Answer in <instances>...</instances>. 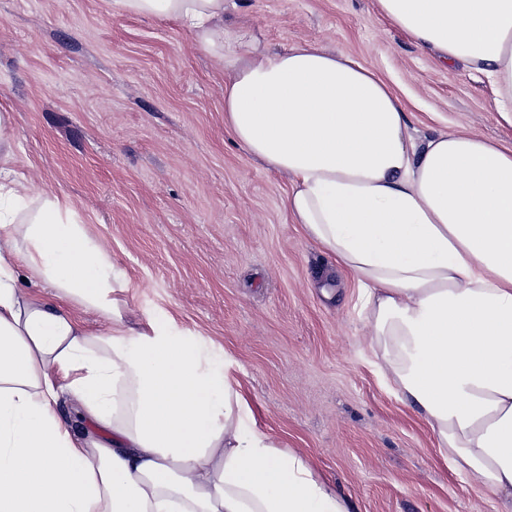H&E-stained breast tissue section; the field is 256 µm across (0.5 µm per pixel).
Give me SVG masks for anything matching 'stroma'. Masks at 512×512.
Wrapping results in <instances>:
<instances>
[{
  "label": "stroma",
  "mask_w": 512,
  "mask_h": 512,
  "mask_svg": "<svg viewBox=\"0 0 512 512\" xmlns=\"http://www.w3.org/2000/svg\"><path fill=\"white\" fill-rule=\"evenodd\" d=\"M224 27L358 59L414 136L461 124L512 144L486 77L423 52L374 0H227ZM0 106L16 170L73 203L133 282L130 308L223 347L257 427L303 453L351 512H500L377 377L355 282L291 223L287 180L225 131L224 76L189 33L112 0H0Z\"/></svg>",
  "instance_id": "stroma-1"
}]
</instances>
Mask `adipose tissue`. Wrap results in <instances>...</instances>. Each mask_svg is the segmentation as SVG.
Returning a JSON list of instances; mask_svg holds the SVG:
<instances>
[{"label":"adipose tissue","instance_id":"ef3b65f1","mask_svg":"<svg viewBox=\"0 0 512 512\" xmlns=\"http://www.w3.org/2000/svg\"><path fill=\"white\" fill-rule=\"evenodd\" d=\"M225 0H112L187 30L224 71V126L284 176L292 223L358 288L365 347L445 462L512 503V147L414 139L370 68L303 40L226 52ZM491 82L512 126V0H376ZM0 113V512H350L255 426L223 348L132 285L72 204L18 175Z\"/></svg>","mask_w":512,"mask_h":512}]
</instances>
